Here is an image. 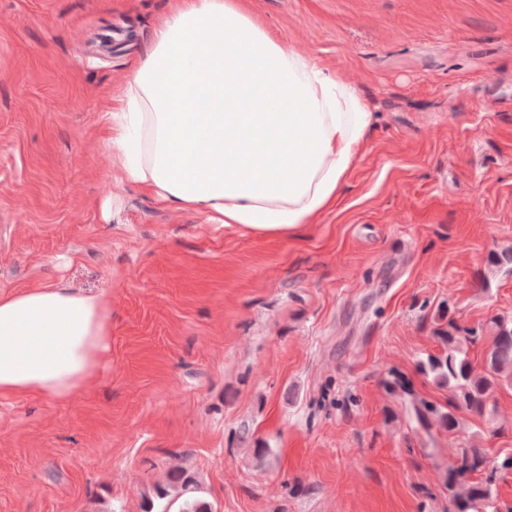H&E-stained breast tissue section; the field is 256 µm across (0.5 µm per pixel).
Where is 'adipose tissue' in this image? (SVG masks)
<instances>
[{
	"instance_id": "1",
	"label": "adipose tissue",
	"mask_w": 512,
	"mask_h": 512,
	"mask_svg": "<svg viewBox=\"0 0 512 512\" xmlns=\"http://www.w3.org/2000/svg\"><path fill=\"white\" fill-rule=\"evenodd\" d=\"M105 125L129 180L213 224L285 234L336 202L371 123L358 92L236 0H170ZM111 300L0 294V396L75 397L108 349Z\"/></svg>"
}]
</instances>
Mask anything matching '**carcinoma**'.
Here are the masks:
<instances>
[{
	"mask_svg": "<svg viewBox=\"0 0 512 512\" xmlns=\"http://www.w3.org/2000/svg\"><path fill=\"white\" fill-rule=\"evenodd\" d=\"M448 351L429 355L418 362V370L448 386L452 398L448 406L438 407L423 402L414 408V419L422 426L433 416L450 433L457 431L456 412L465 411L477 417L494 411L493 393L499 376L512 370V319L495 322V332L484 356V370L478 372L469 359L468 346L479 339L478 329L448 322ZM509 459L489 463L481 448H462L448 466L443 488L448 492V512H499L495 504V483L498 473L507 471ZM199 486L194 473L186 468L170 471L168 481L155 487V495L145 504L144 512H171L179 503L178 512H212L210 504L197 496Z\"/></svg>",
	"mask_w": 512,
	"mask_h": 512,
	"instance_id": "carcinoma-1",
	"label": "carcinoma"
}]
</instances>
